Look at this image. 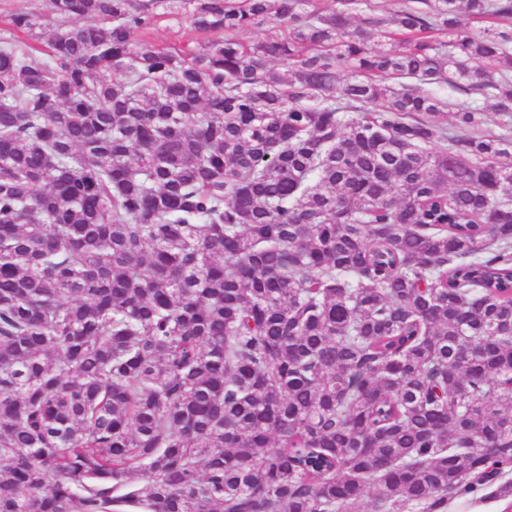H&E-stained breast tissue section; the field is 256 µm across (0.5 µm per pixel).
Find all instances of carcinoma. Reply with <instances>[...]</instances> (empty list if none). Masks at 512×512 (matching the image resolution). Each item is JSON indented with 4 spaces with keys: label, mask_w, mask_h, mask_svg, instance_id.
<instances>
[{
    "label": "carcinoma",
    "mask_w": 512,
    "mask_h": 512,
    "mask_svg": "<svg viewBox=\"0 0 512 512\" xmlns=\"http://www.w3.org/2000/svg\"><path fill=\"white\" fill-rule=\"evenodd\" d=\"M164 4L0 39V512L512 496V0ZM159 13L139 39H145L156 47H175L182 50L195 49L204 42L224 39V32H197L183 19V14L178 9H164Z\"/></svg>",
    "instance_id": "1"
}]
</instances>
